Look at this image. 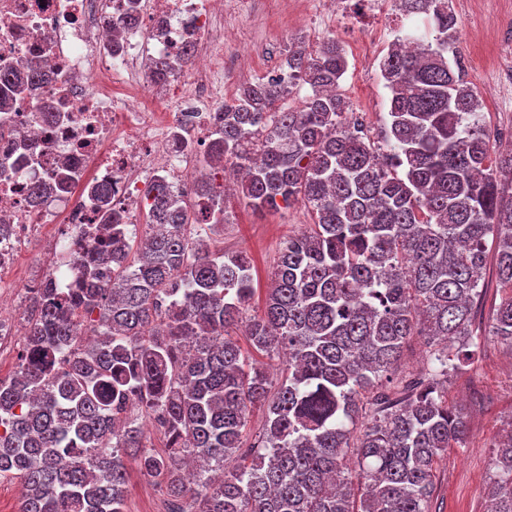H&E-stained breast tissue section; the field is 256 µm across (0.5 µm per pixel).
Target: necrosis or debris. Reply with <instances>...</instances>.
<instances>
[{
	"instance_id": "1",
	"label": "necrosis or debris",
	"mask_w": 512,
	"mask_h": 512,
	"mask_svg": "<svg viewBox=\"0 0 512 512\" xmlns=\"http://www.w3.org/2000/svg\"><path fill=\"white\" fill-rule=\"evenodd\" d=\"M250 0H0V66H37L40 81L1 90L12 108L0 113V340L17 335L4 302L22 249L46 224L62 231L47 244L56 261L26 284L76 287L63 277L101 240L99 212L89 198L112 190V209L134 224L146 207L143 185L164 179L188 194L201 178L189 158L207 152L221 117L216 52L241 46ZM137 17L113 36V22ZM195 51L187 66L148 86V58ZM46 186L33 200L32 182Z\"/></svg>"
}]
</instances>
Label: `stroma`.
<instances>
[{
    "label": "stroma",
    "instance_id": "35a3bbf8",
    "mask_svg": "<svg viewBox=\"0 0 512 512\" xmlns=\"http://www.w3.org/2000/svg\"><path fill=\"white\" fill-rule=\"evenodd\" d=\"M267 8L253 25L245 47L248 70H234L230 79L248 84L263 78L269 68L280 66L288 42L303 37L308 48L336 37L345 48L348 68L340 80L338 94L350 110L367 117L372 135H379L389 109L390 92L381 76L379 63L394 37L414 30L433 37V22L427 15L404 17L396 8L378 20L341 25L322 7L323 0H303L291 7L265 0ZM512 13V0H494V9L477 22L463 18L459 43L471 58L469 81L482 102L481 112L489 128L512 126V86L495 87L490 66L492 48L485 40V26L496 25L500 14ZM227 222L216 232V248L247 253L253 263L256 294L248 308L259 313L270 284V273L282 243L307 227L311 216L303 204L277 210L255 211L238 197L224 199ZM485 288L476 300L471 331L480 343L472 365L449 375L444 387L449 403L463 405L467 413L468 437L462 448L449 449L437 463L431 512H487L488 486L495 470L494 445L503 421L512 418V345L489 336L493 312L502 292L495 275V258L487 256L481 270ZM128 512H165L168 496L154 479L142 475L135 462H128Z\"/></svg>",
    "mask_w": 512,
    "mask_h": 512
}]
</instances>
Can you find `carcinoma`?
<instances>
[{
  "label": "carcinoma",
  "mask_w": 512,
  "mask_h": 512,
  "mask_svg": "<svg viewBox=\"0 0 512 512\" xmlns=\"http://www.w3.org/2000/svg\"><path fill=\"white\" fill-rule=\"evenodd\" d=\"M398 2L432 14L436 35L396 37L379 64L383 144L336 93L347 59L330 37L288 49L285 66L310 89L303 108L282 107L272 81L245 86L206 154L241 172L252 209L311 210L247 324L257 352L288 350L287 375L273 386L233 336L253 286L246 254L211 247L224 191L202 181L188 200L148 182L140 239L98 187L109 242L77 260L79 287L50 283L33 298L18 374L0 383V479L23 482L20 512H126L125 455L184 502L176 512H429L437 462L467 435L440 384L479 347L470 325L489 237L503 291L491 335L512 345V153L491 158L476 91L448 61L450 0ZM190 51L153 59L155 78ZM414 337L428 370L401 376ZM256 408L265 422L245 448ZM142 416L167 452L147 446ZM496 448L492 512H512V423Z\"/></svg>",
  "instance_id": "carcinoma-1"
}]
</instances>
